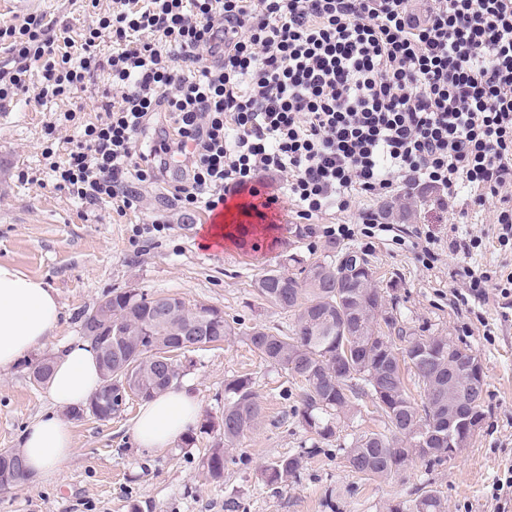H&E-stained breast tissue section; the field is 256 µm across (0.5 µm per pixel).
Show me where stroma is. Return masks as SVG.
<instances>
[{"label": "stroma", "mask_w": 512, "mask_h": 512, "mask_svg": "<svg viewBox=\"0 0 512 512\" xmlns=\"http://www.w3.org/2000/svg\"><path fill=\"white\" fill-rule=\"evenodd\" d=\"M116 0H35L23 8L0 0V24L16 22L27 12L43 13L80 32L94 12H108ZM108 83L98 71L85 91L34 107L17 100L0 108V262L42 278L54 289L60 305L57 340L81 339L84 315L115 290H136L175 296L187 304L221 310L233 329L223 342L188 351L193 362L182 383L195 394L201 419L220 421L224 385L250 377L261 406L257 424L224 456V477L212 481L206 459L223 444L221 431L196 434L192 444L163 450L138 447L131 434L142 405L128 399L119 414L102 422L64 411L74 438V454L50 483L27 481L0 488V512H225L234 499L237 512H388L390 505L413 504L421 493L436 491L447 512H498L492 485L512 467V316L504 317L503 300L462 303L467 280L463 262L488 272L512 274V248L499 246L495 219L501 206L490 198L483 205L459 195L453 208L439 212L437 192L414 191L417 205L407 219H392V229L373 238L330 241L323 227L357 222V212L327 213L307 224L297 223L292 206L280 199L270 213L272 235H249L244 246L214 251L202 247L198 230L205 214L184 217L170 211L172 228L158 242L143 247L133 241L140 214L121 216L105 205L77 207L44 178L50 160H63L75 126L48 131L52 114L80 109L84 120L95 118L96 105ZM52 146L53 159L44 156ZM441 239V259L433 268L419 262L416 230ZM480 236L471 258L450 252L455 232ZM367 254L385 304L401 326L419 336H446L474 351L485 378L481 428L454 459L413 460L404 470L371 481L354 476L344 449L366 431H380L384 419L371 404L357 402L341 420L335 437L318 442L299 420L300 383L253 351L244 331L264 327L288 331L292 319L261 300L253 282L279 268L286 255L304 262L324 260L329 244ZM52 402L43 384L29 378L28 363L0 372V450L19 448L20 436ZM307 452L304 468L288 485H269L263 470L273 460Z\"/></svg>", "instance_id": "obj_1"}]
</instances>
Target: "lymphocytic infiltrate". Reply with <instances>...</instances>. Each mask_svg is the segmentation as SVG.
I'll use <instances>...</instances> for the list:
<instances>
[{
  "label": "lymphocytic infiltrate",
  "instance_id": "obj_1",
  "mask_svg": "<svg viewBox=\"0 0 512 512\" xmlns=\"http://www.w3.org/2000/svg\"><path fill=\"white\" fill-rule=\"evenodd\" d=\"M119 2L76 36L41 14L0 26V104L35 72L42 106L110 71L50 165L76 203L138 212L176 155L167 198L187 216L243 191L307 221L420 185L443 210L512 193V0ZM155 112L167 127L140 149Z\"/></svg>",
  "mask_w": 512,
  "mask_h": 512
}]
</instances>
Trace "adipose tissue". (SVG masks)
Listing matches in <instances>:
<instances>
[{
	"label": "adipose tissue",
	"mask_w": 512,
	"mask_h": 512,
	"mask_svg": "<svg viewBox=\"0 0 512 512\" xmlns=\"http://www.w3.org/2000/svg\"><path fill=\"white\" fill-rule=\"evenodd\" d=\"M60 317L53 288L43 279L0 263V370L15 367L31 352L51 345ZM102 383L98 353L86 340L56 348L53 373L47 383L54 405L22 436L20 453L27 475L37 482L52 481L74 451L64 409L83 405ZM199 415L197 398L187 389L171 386L146 400L133 424L135 441L143 448L173 446Z\"/></svg>",
	"instance_id": "obj_1"
}]
</instances>
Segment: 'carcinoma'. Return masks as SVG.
Here are the masks:
<instances>
[{
    "mask_svg": "<svg viewBox=\"0 0 512 512\" xmlns=\"http://www.w3.org/2000/svg\"><path fill=\"white\" fill-rule=\"evenodd\" d=\"M288 261L299 265L298 272L269 269L255 280L254 288L260 298L289 313L292 328L274 333L253 327L245 335L262 358L303 384L301 420L319 441H328L336 434L335 422L348 416L355 401L371 402L385 417L387 430L360 434L346 449L348 468L361 479L396 473L416 454L445 460V440L433 438L426 448H417L412 441L422 439L448 414V342L434 338L427 356L415 355L421 342L415 333L397 326L364 253L341 250L311 264L291 255ZM168 301L136 290L112 293V359L99 353L102 377L110 375L112 382L120 383L129 376L149 399L185 376V366L177 363L163 369L154 358L173 344L187 322L208 332L207 344L231 335L220 310L192 307L181 300L185 317L171 319L165 311ZM382 324L396 335L388 345L380 339ZM397 351L423 390L419 403L410 395ZM260 414L250 378L240 376L225 384L224 446L212 449L206 459L212 479L223 478L224 451L253 428ZM305 458L302 452L274 460L264 469L267 483H287L303 469ZM24 472L19 452L0 450L1 486L20 482ZM389 512H446V506L428 490L413 505L397 504Z\"/></svg>",
    "mask_w": 512,
    "mask_h": 512,
    "instance_id": "1",
    "label": "carcinoma"
}]
</instances>
